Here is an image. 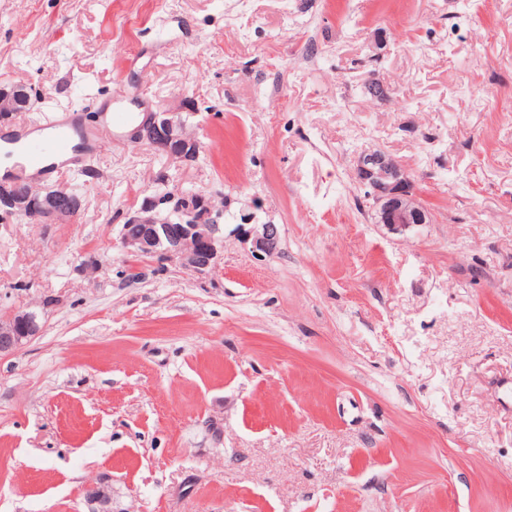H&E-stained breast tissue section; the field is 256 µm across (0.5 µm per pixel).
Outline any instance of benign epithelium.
Instances as JSON below:
<instances>
[{"instance_id": "1", "label": "benign epithelium", "mask_w": 512, "mask_h": 512, "mask_svg": "<svg viewBox=\"0 0 512 512\" xmlns=\"http://www.w3.org/2000/svg\"><path fill=\"white\" fill-rule=\"evenodd\" d=\"M34 102L23 85L0 86V123ZM136 144L163 150L171 160L184 161L198 156L200 142L186 132L183 121L172 112H150L133 129ZM359 180L368 188L377 223L402 232L413 224L431 223V213L414 195L398 161L383 150L363 151L357 156ZM82 196L46 189L36 197L17 190L13 180L0 182V218L30 215L53 222H64L83 207ZM224 212L214 210L199 196L166 193L149 199L122 225L121 244L137 256L160 260L177 259L191 272L207 275L218 264L224 248ZM237 233L252 242L259 258L277 252L280 233L275 224H239ZM39 333L35 314L17 311L0 318V356L14 352ZM85 512H126L113 508L112 482L101 479L84 489Z\"/></svg>"}]
</instances>
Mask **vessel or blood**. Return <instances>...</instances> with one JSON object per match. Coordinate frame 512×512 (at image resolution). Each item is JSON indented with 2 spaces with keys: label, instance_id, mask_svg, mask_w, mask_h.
Wrapping results in <instances>:
<instances>
[{
  "label": "vessel or blood",
  "instance_id": "1",
  "mask_svg": "<svg viewBox=\"0 0 512 512\" xmlns=\"http://www.w3.org/2000/svg\"><path fill=\"white\" fill-rule=\"evenodd\" d=\"M132 94L129 86L118 84L113 92L115 104L106 110L97 130L83 128L81 110L75 107L55 113L45 125L17 139L15 145L22 157L19 178L34 175L41 180H48L61 168L76 167L82 153L102 148L117 131L135 121V113L123 106Z\"/></svg>",
  "mask_w": 512,
  "mask_h": 512
}]
</instances>
